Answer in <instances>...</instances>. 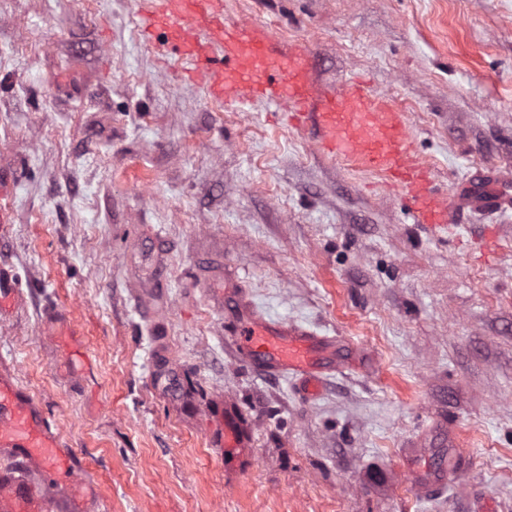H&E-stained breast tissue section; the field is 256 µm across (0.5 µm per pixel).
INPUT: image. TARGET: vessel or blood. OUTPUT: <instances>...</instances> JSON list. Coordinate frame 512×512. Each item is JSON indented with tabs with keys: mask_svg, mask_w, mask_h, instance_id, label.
Listing matches in <instances>:
<instances>
[{
	"mask_svg": "<svg viewBox=\"0 0 512 512\" xmlns=\"http://www.w3.org/2000/svg\"><path fill=\"white\" fill-rule=\"evenodd\" d=\"M136 21L144 42L162 59L189 63L190 76L225 108L246 112L259 101L286 112L299 131H313L320 153L379 175L407 202L414 224L442 230L454 223L455 204L440 192L431 168L414 147L407 116L386 97L356 81L324 94L308 76L306 46L290 48L262 25L229 26L223 0H143ZM479 213L512 208V194L499 189L464 200ZM238 336L241 361L264 376L290 377L308 388L326 377L369 362L358 347L336 356L337 339L309 327L263 317L235 292L226 309ZM242 466L251 462V437L227 422ZM407 472L418 494L446 485L447 469ZM92 480L75 451L63 442L42 404L0 369V512H101Z\"/></svg>",
	"mask_w": 512,
	"mask_h": 512,
	"instance_id": "obj_1",
	"label": "vessel or blood"
}]
</instances>
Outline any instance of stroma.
<instances>
[{
    "label": "stroma",
    "mask_w": 512,
    "mask_h": 512,
    "mask_svg": "<svg viewBox=\"0 0 512 512\" xmlns=\"http://www.w3.org/2000/svg\"><path fill=\"white\" fill-rule=\"evenodd\" d=\"M136 0H0V258L25 303L0 361L104 512H512V217L410 223L372 174L264 104L163 74ZM407 112L450 198L512 177V0H224ZM363 347L316 392L236 360L218 287ZM67 313L60 329L47 307ZM233 401L251 467L210 435ZM445 488L420 498L407 449Z\"/></svg>",
    "instance_id": "1"
}]
</instances>
